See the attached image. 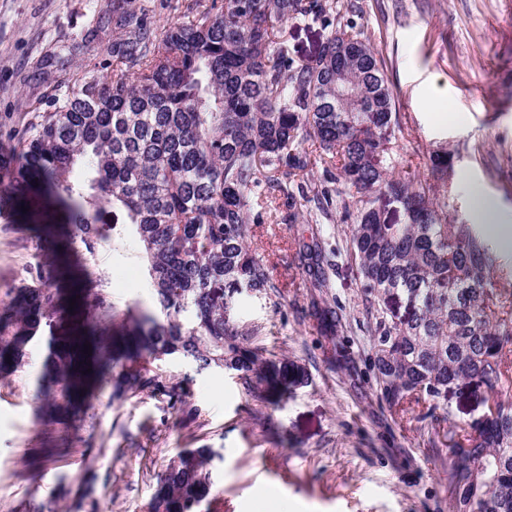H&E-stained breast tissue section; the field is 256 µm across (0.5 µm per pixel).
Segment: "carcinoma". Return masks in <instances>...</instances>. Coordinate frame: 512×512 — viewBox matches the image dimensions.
Segmentation results:
<instances>
[{
    "mask_svg": "<svg viewBox=\"0 0 512 512\" xmlns=\"http://www.w3.org/2000/svg\"><path fill=\"white\" fill-rule=\"evenodd\" d=\"M186 12L191 19L159 31L145 8L116 0L112 21L124 38L111 53L123 68L82 73L52 110L21 123L14 152L0 153V202L42 210L55 195L70 216L62 228L38 225L50 257L0 314V378L44 341L36 396L61 418L88 415L93 392L106 389L114 401L163 398L194 419L184 383L160 372L172 357L232 370L252 394L287 396L304 372L265 356L230 320L235 295L275 287L248 240L267 220L252 197L280 196L290 208L303 203L309 223L337 211L350 225L376 392L390 410L421 402L436 420L448 390L473 383L494 397L496 411L471 430H448V497L453 512H512V403L498 399L512 379V320L500 311L512 297L494 288L496 260L478 226L448 210L451 153H430L428 178L394 176L395 95L353 20L357 3L345 5L344 24L322 0H211ZM299 16L328 29L306 60L286 38L285 24ZM307 143L323 165L312 189ZM382 196L402 206L403 223L376 206ZM119 225L146 254L152 310L119 314L103 285L87 289L73 273L69 287H57V257L77 243L93 254ZM293 245L313 287L323 286L332 263L322 246ZM392 301L405 303L404 316ZM313 314L332 331L343 320L332 307ZM219 459L208 446L178 452L146 512H220Z\"/></svg>",
    "mask_w": 512,
    "mask_h": 512,
    "instance_id": "carcinoma-1",
    "label": "carcinoma"
}]
</instances>
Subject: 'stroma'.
I'll use <instances>...</instances> for the list:
<instances>
[{
    "label": "stroma",
    "instance_id": "stroma-1",
    "mask_svg": "<svg viewBox=\"0 0 512 512\" xmlns=\"http://www.w3.org/2000/svg\"><path fill=\"white\" fill-rule=\"evenodd\" d=\"M363 25L386 62L410 170L440 147L454 150L451 212L470 224L473 192L512 230V0H358ZM112 0H0V150L10 129L47 110L76 74L111 62L118 28L94 33ZM320 22L289 20L294 57L314 56ZM52 59H45L47 50ZM462 114L442 121L429 107L435 91ZM273 225L256 227L248 245L275 287L236 295L231 319L251 341L300 366L303 384L278 404L247 392L237 375L166 361L171 381L189 379L200 414L183 423L165 401L117 403L100 393L74 429L45 424L35 397L45 356L29 347V366L0 379V512H27L54 498L62 512H145L161 474L183 448L220 449L217 496L222 512H452L448 449L430 447L420 407L391 413L376 397L367 346V313L357 266L347 253L350 227L289 220L287 203L265 199ZM322 233L334 250L329 285L313 287L295 264L294 238ZM21 216L0 219V306L48 257ZM118 309L152 303L141 249L117 229L90 261ZM343 310L331 332L307 313L310 299ZM491 400L483 387L450 390L440 429L469 427Z\"/></svg>",
    "mask_w": 512,
    "mask_h": 512
}]
</instances>
